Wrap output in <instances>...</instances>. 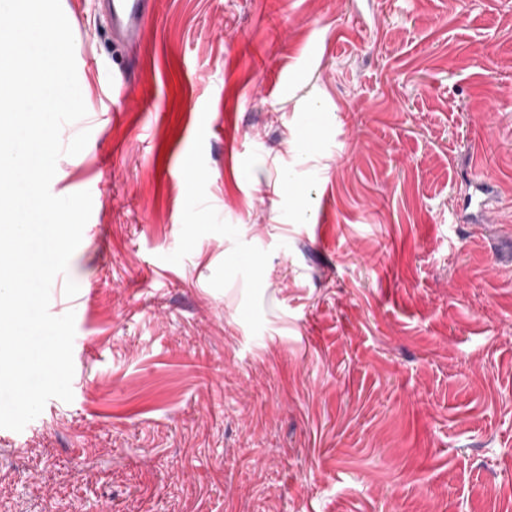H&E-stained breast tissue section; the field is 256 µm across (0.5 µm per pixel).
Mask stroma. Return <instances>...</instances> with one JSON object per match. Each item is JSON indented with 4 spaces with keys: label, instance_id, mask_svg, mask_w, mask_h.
<instances>
[{
    "label": "stroma",
    "instance_id": "1",
    "mask_svg": "<svg viewBox=\"0 0 512 512\" xmlns=\"http://www.w3.org/2000/svg\"><path fill=\"white\" fill-rule=\"evenodd\" d=\"M61 5L81 342L0 512H512V0ZM109 5L114 36L127 46L136 45L141 37L151 0H103Z\"/></svg>",
    "mask_w": 512,
    "mask_h": 512
}]
</instances>
